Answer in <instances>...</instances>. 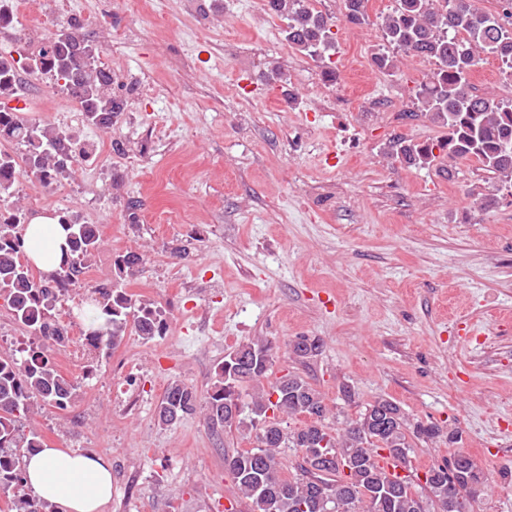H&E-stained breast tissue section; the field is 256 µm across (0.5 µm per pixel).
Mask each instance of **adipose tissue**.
I'll use <instances>...</instances> for the list:
<instances>
[{"mask_svg": "<svg viewBox=\"0 0 512 512\" xmlns=\"http://www.w3.org/2000/svg\"><path fill=\"white\" fill-rule=\"evenodd\" d=\"M65 239L58 218L35 217L25 230L26 254L40 270H52ZM23 468L33 495L57 512H105L112 500V464L106 457L45 444L25 455Z\"/></svg>", "mask_w": 512, "mask_h": 512, "instance_id": "adipose-tissue-1", "label": "adipose tissue"}]
</instances>
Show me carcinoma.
<instances>
[{
  "instance_id": "obj_1",
  "label": "carcinoma",
  "mask_w": 512,
  "mask_h": 512,
  "mask_svg": "<svg viewBox=\"0 0 512 512\" xmlns=\"http://www.w3.org/2000/svg\"><path fill=\"white\" fill-rule=\"evenodd\" d=\"M276 15L287 20L288 42L298 50L322 57L332 50L331 19L318 14L307 0H269ZM345 16L352 24L368 21V0H345ZM395 8L379 18L382 47L372 54L380 73L398 67L399 57L419 56L435 62L436 69L415 91L420 114L448 130L437 144H419L401 137L388 145V154L402 164L425 167L436 158L434 150L450 159L475 158L512 189V103L470 93L467 80L479 64L480 54L491 53L512 68V27L500 16L476 6V0H395ZM34 60L41 67L29 71L48 80L74 101L92 124L99 111L125 108V99L113 91L115 78L101 62V49L87 43L73 50L46 38ZM17 73L0 64V99L15 96ZM0 138L25 146L17 156L0 153V200L13 196L17 174L24 169L49 186L72 173L75 160L65 154L86 155L75 149L63 130L28 122L17 112L0 109ZM68 231V250L51 272L35 279L23 247L26 211L0 213V295L5 296L15 320L37 344L27 348V358L0 356V490L13 492L16 512H55L54 507L25 492L24 453L41 447L35 433L25 436L17 425L34 401L59 410L70 405L76 384L42 357L46 344L65 346L69 337L51 315L56 301L53 289H67L74 274L89 266L101 238L94 225L78 214L60 216ZM142 257L128 251L114 259L119 280L135 276ZM84 335L88 344L108 349L119 346L135 333L151 340L164 333L167 316L157 304L137 297L117 284L92 290L86 302ZM302 337L290 344L296 359H310L320 351L314 338ZM275 363L272 342L256 339L224 357L211 386L202 395L176 379L156 406L158 424L204 411L212 431H235L255 438L256 446L224 455L232 489L251 503V512H473V504L488 490L481 464L464 451L448 463L425 471L424 483H416L410 453L414 441L428 442L441 436L434 425L412 422L397 403L379 398L356 418L328 405L307 380L288 372L271 378ZM251 391H240L243 385ZM235 405L236 419L224 422V411ZM305 416L309 422L290 427L288 420ZM302 454L300 472L284 475L278 460L285 449ZM385 457L407 474L390 473L380 464Z\"/></svg>"
}]
</instances>
